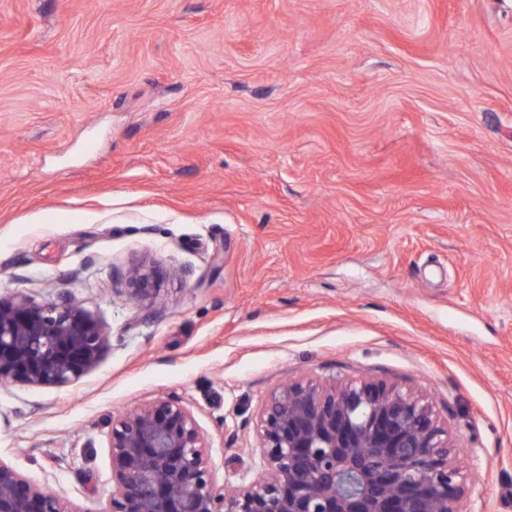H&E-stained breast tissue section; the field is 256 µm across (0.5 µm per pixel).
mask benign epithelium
Segmentation results:
<instances>
[{
    "instance_id": "7a95c632",
    "label": "benign epithelium",
    "mask_w": 512,
    "mask_h": 512,
    "mask_svg": "<svg viewBox=\"0 0 512 512\" xmlns=\"http://www.w3.org/2000/svg\"><path fill=\"white\" fill-rule=\"evenodd\" d=\"M156 270L134 267L148 299ZM108 343L101 324L63 299L0 296V383L65 386L93 369ZM113 488L106 512H459L464 486L448 429L419 395L383 382L320 387L288 382L262 418L257 475L215 484L190 410L158 397L112 421ZM0 512H78L0 459Z\"/></svg>"
}]
</instances>
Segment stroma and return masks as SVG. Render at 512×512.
Returning <instances> with one entry per match:
<instances>
[{"label":"stroma","instance_id":"stroma-1","mask_svg":"<svg viewBox=\"0 0 512 512\" xmlns=\"http://www.w3.org/2000/svg\"><path fill=\"white\" fill-rule=\"evenodd\" d=\"M17 292L109 338L0 386V458L76 512L135 406L179 399L232 487L273 389L352 380L426 397L460 512H512V0H0ZM154 268L134 267L130 271L132 293L137 299H149L157 288H153L156 277Z\"/></svg>","mask_w":512,"mask_h":512}]
</instances>
